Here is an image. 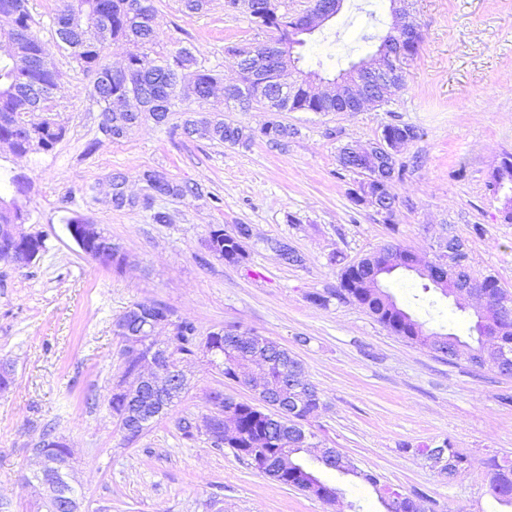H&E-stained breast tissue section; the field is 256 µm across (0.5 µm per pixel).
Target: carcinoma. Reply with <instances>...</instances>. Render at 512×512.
I'll return each mask as SVG.
<instances>
[{
  "instance_id": "1",
  "label": "carcinoma",
  "mask_w": 512,
  "mask_h": 512,
  "mask_svg": "<svg viewBox=\"0 0 512 512\" xmlns=\"http://www.w3.org/2000/svg\"><path fill=\"white\" fill-rule=\"evenodd\" d=\"M21 4L23 26L30 30V38L14 42L8 46L0 45V115L6 112L33 113L35 109L27 105L26 89L31 85H41L46 91L59 89V74L55 68L42 69L30 65L33 52L43 50L40 38L34 30L35 21L28 10V0H18ZM125 0H64L61 10L53 18L55 34L60 46L86 72L94 75L91 96L102 112V123L112 130V140L120 141L150 118L157 125L168 123L170 113L176 102L188 99L186 89L195 85L204 90L212 84L220 83L216 70L199 65L197 58L187 47H179L163 55H153L156 43V12L151 0H141L143 19L134 20L124 7ZM266 4L273 15L269 20L270 35L282 40H290L297 45L303 39L294 30V21L288 11H280L279 0H260ZM125 40L134 50L127 54L129 68L136 75L145 79L143 83L130 82L125 74L112 68L103 54L104 40ZM255 88L245 74H240V83L229 86L224 107L234 105L246 107L252 101ZM157 96L166 101L163 111L152 114H140L129 111L123 104L126 97L141 95ZM316 105L314 96L305 92L294 100H281L276 104L278 112H299L313 109ZM32 133L21 135L14 128L0 122V149L6 148L17 155L48 152L64 136V128L54 126L43 118L31 121ZM194 129V137L217 141L231 146L247 145L254 139L253 133L242 125L226 122L219 109L210 111L206 117L192 112L184 120L183 134ZM268 141L278 144L295 130L288 128L280 120L273 118L260 129ZM512 184V166L499 165L492 173L491 186L499 190L506 184ZM125 176L117 174L112 177V205L117 209L127 207L124 201ZM24 222L21 209L13 201L0 197V225L21 224ZM374 260V254L363 259L360 268L345 267L340 275V288L336 296L347 299L367 310L377 322L394 335L423 347H429L428 337L423 335L421 322L414 318L385 291L372 292L364 287L368 269ZM174 340L171 342V355H192L197 347V327L186 319L173 321ZM239 345L225 344L222 336L210 337L211 343L217 345L220 353L217 364L223 367L224 375H239L247 372L249 365L258 363L269 368L272 380L297 377L305 374L303 362L277 341L266 337L260 347L247 343L249 333H241ZM448 347V362L465 360L480 370L502 371V364L494 353L484 347L482 339H476L477 346L460 339L455 334L443 336ZM224 408L231 410L236 423L235 433L218 434L211 437V444L216 448L234 449L236 455L249 460L254 452L261 453L266 459L263 474L276 478L285 484H294L301 474L307 472L314 477L317 484L309 494L320 501L328 502L329 496L339 495L340 489L333 487L308 468L303 459L304 443L302 437L308 435L305 423L317 414L318 407L324 405L321 392L313 388V398L303 402L299 410L288 411L284 417L277 419L265 402L258 404L238 402L234 398L224 397ZM445 464L439 474L455 479L471 466L468 456L458 451L450 443L446 444ZM488 469L489 485L493 496L502 504L512 506V463L501 464L491 456L484 460ZM330 469L343 475H351L362 482L378 488L379 480L372 474L360 470L354 463L342 455L334 458ZM378 501L384 512H433L428 501L422 497H408L397 506H392L389 494L378 495Z\"/></svg>"
}]
</instances>
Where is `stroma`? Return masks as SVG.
<instances>
[{"instance_id": "obj_1", "label": "stroma", "mask_w": 512, "mask_h": 512, "mask_svg": "<svg viewBox=\"0 0 512 512\" xmlns=\"http://www.w3.org/2000/svg\"><path fill=\"white\" fill-rule=\"evenodd\" d=\"M61 0H28L45 53L61 87L52 101L64 138L48 152H0V177L15 179L8 197L24 210L25 232L45 249L27 266L0 264V360L14 365V384L0 393V487L9 512H36L26 481L44 434L64 437L82 512H379L372 487L333 470L340 488L328 505L258 473L233 449L213 447L202 427L211 392L253 401L249 388L225 379L203 354L182 359L189 386L167 414L127 441L108 401L124 371V342L114 324L132 304L159 301L199 335L234 327L270 337L298 356L323 395L308 429L381 484L424 495L434 512H512L489 491L483 459L512 462V376L448 363L394 335L363 308L337 299L340 274L378 246L397 242L431 257L439 234L466 245L474 276L494 275L512 292V224L489 184L503 154L512 153V0H409L422 31L421 49L391 103L362 112H282L295 133L280 144L247 146L186 137L179 103L167 125L145 121L115 142L99 127L89 94L92 77L60 48L52 18ZM155 52L190 47L218 69H236L230 46L251 47L265 33L246 14L209 0L199 13L180 0H153ZM391 23L390 0H344L339 15L306 38L304 70L334 77L375 51ZM410 124L420 136L398 157L406 174L396 185L393 224L351 197L360 177L338 163L349 141L369 143L384 125ZM194 187L181 198L114 210L111 183L123 174L128 194H145L143 171ZM170 223H153L154 211ZM95 224L127 256L119 270L87 257L66 224ZM252 230L237 264L208 248L213 227ZM272 240L288 242L302 264L284 263ZM426 332L468 338L471 311L424 289L400 270L384 283ZM329 303H313L315 295ZM193 426L185 438L183 421ZM451 441L473 468L454 480L413 455L412 447Z\"/></svg>"}]
</instances>
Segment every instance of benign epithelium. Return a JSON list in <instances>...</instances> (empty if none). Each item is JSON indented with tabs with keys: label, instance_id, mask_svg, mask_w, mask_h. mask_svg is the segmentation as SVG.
I'll use <instances>...</instances> for the list:
<instances>
[{
	"label": "benign epithelium",
	"instance_id": "benign-epithelium-1",
	"mask_svg": "<svg viewBox=\"0 0 512 512\" xmlns=\"http://www.w3.org/2000/svg\"><path fill=\"white\" fill-rule=\"evenodd\" d=\"M343 0H312L311 5L298 15L299 31L311 34L338 15ZM393 23L386 37L381 40L375 54L361 61L352 78H337L333 81L310 79L314 93L323 103H336L337 112H362L369 106L388 104L395 92L405 84L407 68L418 54L422 33L415 20L405 8V0H391ZM252 50L263 51V56H253L254 64L250 75L255 83L259 99L272 104L293 93L294 84L288 81V43L264 42ZM409 143L405 133L395 134L389 127L382 128L377 139L369 144L351 141L346 145V154L357 170L364 172L363 178L353 190L354 197L363 204L376 208L383 218L390 217L391 209L383 205L382 192L392 183L393 170L397 168V156ZM0 232L4 237L0 243L13 244L27 241L33 235L27 234L19 224H3ZM468 254L461 240L451 235L440 239L433 258L426 259L414 251L403 253V258L384 253L381 266L393 265L397 269L426 272L432 275L442 287L451 292L453 299L465 306L479 309L493 303L484 282L477 277L456 278L451 275L465 265ZM142 326L146 335L132 336L128 319L120 318L115 323L117 335L125 339V356L136 361L137 375L119 388L125 395L129 410L120 418L123 431L127 434H141L145 431L144 417L156 420L166 414L175 399L186 388V377L179 361L169 358L168 349L157 340L158 330L169 328L168 318L143 315ZM486 346L500 351L501 359H507L508 352L498 339V326L487 321L481 329ZM248 386L260 398L279 405L281 393L271 390L264 377L246 375ZM210 404L215 408L205 419L208 435L224 428L227 414L224 413V393L217 391L210 395ZM73 454H38L37 467L28 482H35L41 488V500L54 501L55 508L63 512H81V501L73 496L60 493L49 481L60 476L71 485V460Z\"/></svg>",
	"mask_w": 512,
	"mask_h": 512
}]
</instances>
